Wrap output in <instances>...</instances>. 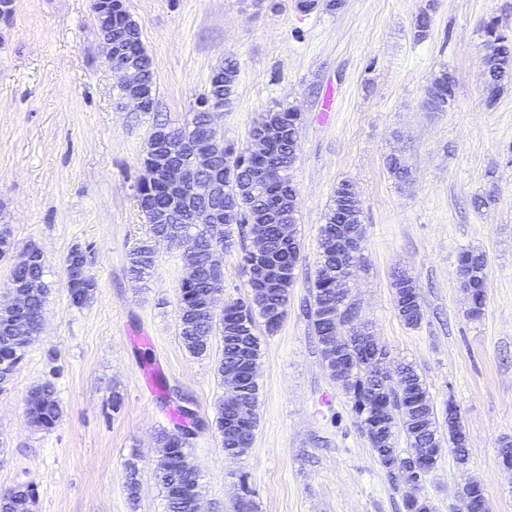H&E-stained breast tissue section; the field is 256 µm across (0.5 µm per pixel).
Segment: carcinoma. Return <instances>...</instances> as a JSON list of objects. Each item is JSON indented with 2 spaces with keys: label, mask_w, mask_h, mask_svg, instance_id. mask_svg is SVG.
I'll return each mask as SVG.
<instances>
[{
  "label": "carcinoma",
  "mask_w": 512,
  "mask_h": 512,
  "mask_svg": "<svg viewBox=\"0 0 512 512\" xmlns=\"http://www.w3.org/2000/svg\"><path fill=\"white\" fill-rule=\"evenodd\" d=\"M486 39L494 43L495 51L483 61V76L497 81L496 91L488 94L494 99L497 92L512 83V39L500 32L489 21L484 25ZM128 50L137 53L144 77V88L150 102H156L154 64L141 42L140 28L128 42ZM238 67L228 61L210 80L208 94L231 98L237 93ZM430 106L445 110L454 98V80L448 70L434 74L427 89ZM275 123L269 132L270 153L265 157H248L246 148L224 143L217 131L210 134V150L215 170L222 173L227 162L234 159V179L225 183L224 199L216 202L206 192L212 173L202 171L193 188L195 211L204 212L212 207L224 208L234 193L250 196L248 208L239 213V235L252 236L255 231L266 234L269 250L266 270L259 271L250 265L248 249H242L241 268L247 277V295L224 302L217 309L214 298L215 283L209 280L208 271L224 265V246L210 248L204 240L215 236L224 240V225L202 224L192 216L181 225L182 237L198 247L195 252L194 271L180 282L178 308V333L185 350L194 357L209 354L211 338L220 337L222 356L217 363V375L224 385L223 399L215 407V428L222 440L224 454L231 458L243 456L253 443L257 417L248 422L234 420L224 412V401L236 398L256 407L259 394L257 368L261 357V338L257 324H262L267 334L276 333L280 321L288 314L291 288L296 280L301 260V243L298 239H281L278 226H296L298 193L291 178V168L296 158L300 113L292 107H278L273 111ZM205 114L191 113V119L174 128L182 136L192 138L204 123ZM390 176L399 183L408 181L409 170L404 159L392 154L386 159ZM355 188L344 181L334 192L333 203L324 215L321 225L319 251L314 280L304 314L321 349L323 361L330 377L347 395L351 410L360 421L367 438L376 443L371 450L379 464L392 479L416 481L421 477V466L433 469L442 457L443 449L452 452L460 465H465L468 437L461 422L457 406L448 402L444 420H439L427 384L415 367L403 364L396 378L385 382L376 376L378 366L386 352L371 346L370 353L362 352L358 335L342 337V328L336 325V285L324 277L325 267L334 262L348 266L361 257L332 251L330 231L339 225L348 229L360 224ZM36 261L24 270L15 271L12 277L27 286L28 298L24 312L4 307L0 309V352L9 348L20 355L27 352L34 342L33 336H15L8 330L16 316L22 314L33 322L44 312L48 288L45 277V258L35 245ZM87 252L77 248L69 254L67 264L68 290L73 304L82 305L91 299L96 283L87 273ZM463 286L472 295L468 314L477 318L486 305L485 255L465 251L460 256ZM156 256L143 244L130 253L128 274L143 280L153 273ZM394 304L401 321L416 327L424 313L416 282L405 271L394 276ZM376 401L387 409L384 417L365 409ZM28 416L37 427L50 429L61 418L62 408L54 384L46 381L35 386L27 401ZM406 447H398L399 439ZM159 464L156 478L162 488L166 512H194L191 500L182 494V460L190 458L189 446L177 447L173 434L163 432L158 438ZM33 491L27 485H17L0 495V512H32Z\"/></svg>",
  "instance_id": "obj_1"
}]
</instances>
